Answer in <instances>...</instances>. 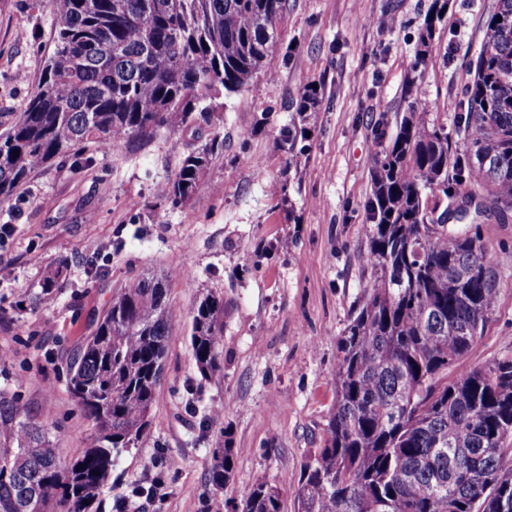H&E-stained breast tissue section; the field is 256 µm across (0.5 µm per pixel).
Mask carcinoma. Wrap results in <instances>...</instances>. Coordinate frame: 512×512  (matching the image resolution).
<instances>
[{"instance_id":"carcinoma-1","label":"carcinoma","mask_w":512,"mask_h":512,"mask_svg":"<svg viewBox=\"0 0 512 512\" xmlns=\"http://www.w3.org/2000/svg\"><path fill=\"white\" fill-rule=\"evenodd\" d=\"M418 29L411 72L426 66L435 22ZM56 48L23 112L0 133V204L36 170L87 143L213 126L210 104L246 88L281 39L288 0H47ZM502 21H496V18ZM453 141L413 102L379 147L366 203L370 279L337 338L336 404L324 445L301 465L295 512H499L512 500V356L461 362L495 313L501 262L482 225L512 220V0H495L468 68ZM19 151V155L12 151ZM219 133L181 152L168 200L199 189ZM224 293L191 316L203 377L223 368ZM177 314L166 277L112 296L70 363L69 391L94 435L61 457L45 425L0 391V512H95L115 460L143 436ZM213 449L215 491L235 470ZM84 468H79V465ZM256 483L237 512H284Z\"/></svg>"}]
</instances>
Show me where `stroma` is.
<instances>
[{
    "mask_svg": "<svg viewBox=\"0 0 512 512\" xmlns=\"http://www.w3.org/2000/svg\"><path fill=\"white\" fill-rule=\"evenodd\" d=\"M433 0H289L288 21L265 73L216 102L224 151L197 193L172 206L179 156L168 132L90 144L34 172L0 206V387L47 424L59 454L79 456L92 426L68 388L69 359L136 277L163 273L180 317L149 427L123 453L99 512H228L257 481L284 489L294 512L302 460L322 447L335 403L336 340L369 280L374 131L410 103L454 122L465 66L481 45L494 0H450L436 48L414 84L406 77ZM393 14L394 29L375 20ZM56 16L38 0H0V130L23 112L54 49ZM294 45L284 59L286 45ZM320 86L306 117L295 103ZM309 138L286 153L288 129ZM67 276L44 300L45 276ZM223 293L224 368L201 379L190 346L191 311L206 290ZM512 355V264L498 305L463 359L475 367ZM237 448L223 491L209 482L212 451Z\"/></svg>",
    "mask_w": 512,
    "mask_h": 512,
    "instance_id": "35a3bbf8",
    "label": "stroma"
}]
</instances>
